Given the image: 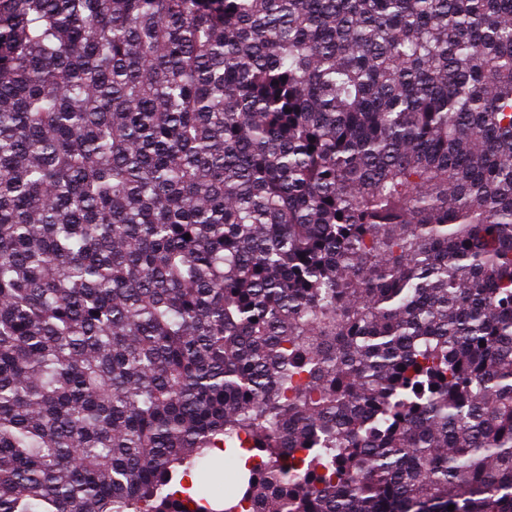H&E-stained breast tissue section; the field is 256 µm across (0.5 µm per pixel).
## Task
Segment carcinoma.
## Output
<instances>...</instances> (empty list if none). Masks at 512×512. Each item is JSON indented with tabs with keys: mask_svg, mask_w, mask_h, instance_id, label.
I'll list each match as a JSON object with an SVG mask.
<instances>
[{
	"mask_svg": "<svg viewBox=\"0 0 512 512\" xmlns=\"http://www.w3.org/2000/svg\"><path fill=\"white\" fill-rule=\"evenodd\" d=\"M450 505L512 512V0H0V512ZM215 467L210 477L213 481L211 487V496L219 498L222 496L224 491V477L230 472L235 470V467H239V462L236 456L232 459L224 458V453L219 450L212 452Z\"/></svg>",
	"mask_w": 512,
	"mask_h": 512,
	"instance_id": "cac0c4a2",
	"label": "carcinoma"
}]
</instances>
